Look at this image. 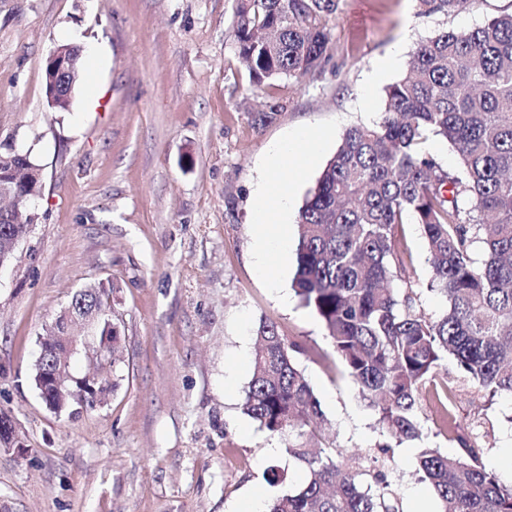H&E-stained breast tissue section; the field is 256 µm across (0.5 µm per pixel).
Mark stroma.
I'll return each mask as SVG.
<instances>
[{
    "label": "stroma",
    "mask_w": 512,
    "mask_h": 512,
    "mask_svg": "<svg viewBox=\"0 0 512 512\" xmlns=\"http://www.w3.org/2000/svg\"><path fill=\"white\" fill-rule=\"evenodd\" d=\"M512 0H468L423 16L415 0H341L329 59L315 74L257 90L234 47L233 0H0V144L44 173L39 219L0 270V413L26 448L0 447V512H237L302 483L289 437L242 411L260 321L298 346L297 363L326 419L325 442L374 470L376 413L343 371L318 317L293 294L298 207L348 127L379 120L385 83L367 86L378 56L410 31L470 28ZM84 49L70 111L46 103L44 66L60 44ZM276 105L256 125L254 113ZM305 127L324 136L294 191L278 288L256 271L254 191L271 145ZM404 233L425 313L445 301L427 287L421 230ZM110 285L120 322L118 385L95 410H49L32 380L39 339L74 292ZM453 433L438 431L435 396L420 419L431 446L512 450V398L457 382ZM417 444L385 467L400 512L440 502L418 476ZM283 481L268 484V469Z\"/></svg>",
    "instance_id": "stroma-1"
}]
</instances>
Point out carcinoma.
<instances>
[{"label": "carcinoma", "instance_id": "cac0c4a2", "mask_svg": "<svg viewBox=\"0 0 512 512\" xmlns=\"http://www.w3.org/2000/svg\"><path fill=\"white\" fill-rule=\"evenodd\" d=\"M465 0H418L420 13L448 16ZM236 51L257 89L321 70L340 0H234ZM456 152L452 173L427 149ZM422 227L428 286L446 300L433 318L405 275V217ZM485 245L473 257V245ZM293 290L317 315L336 357L377 412L393 444L421 443V481L442 512H512V485L486 470L462 443L445 454L424 444L423 394L441 365L493 398L512 397V12L468 29H442L419 42L408 71L385 89L384 112L343 134L298 214ZM103 283L73 297L100 311ZM243 413L271 434L288 432V453L306 478L268 512H398L381 469L318 451L324 413L299 369L297 346L263 320Z\"/></svg>", "mask_w": 512, "mask_h": 512}]
</instances>
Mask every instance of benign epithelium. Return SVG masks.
<instances>
[{"mask_svg":"<svg viewBox=\"0 0 512 512\" xmlns=\"http://www.w3.org/2000/svg\"><path fill=\"white\" fill-rule=\"evenodd\" d=\"M82 53L73 45L55 47L46 59V67L50 73L46 94L52 100L70 97L73 82L69 76L76 68L75 54ZM43 186V169L30 161L28 154L20 153L9 147L6 153L0 152V198H10L17 202L18 207L29 211L30 223H35V215L30 213V203L41 195L39 187ZM81 314L87 320V326H93L98 313L69 304L52 324L56 335L62 339L63 349H51L45 339H40V352L37 361L42 363L37 385L40 396L47 407L56 414L75 417L84 413L87 402L99 405L98 399L104 389L100 381L103 375L112 373V337L121 336L120 325L108 321L110 333L98 336L89 331L84 338L67 334L70 321ZM86 351L88 371L82 377L70 374L69 365L72 357L79 349ZM0 446L23 450L13 419L0 413Z\"/></svg>","mask_w":512,"mask_h":512,"instance_id":"1","label":"benign epithelium"}]
</instances>
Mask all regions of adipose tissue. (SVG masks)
Here are the masks:
<instances>
[{"instance_id": "obj_1", "label": "adipose tissue", "mask_w": 512, "mask_h": 512, "mask_svg": "<svg viewBox=\"0 0 512 512\" xmlns=\"http://www.w3.org/2000/svg\"><path fill=\"white\" fill-rule=\"evenodd\" d=\"M320 136L300 128L274 144L267 155L265 174L258 186L254 222L260 228L255 239L256 267L270 284H277L276 261L284 246V234L269 233L282 223L293 196V185L301 181L313 163Z\"/></svg>"}]
</instances>
